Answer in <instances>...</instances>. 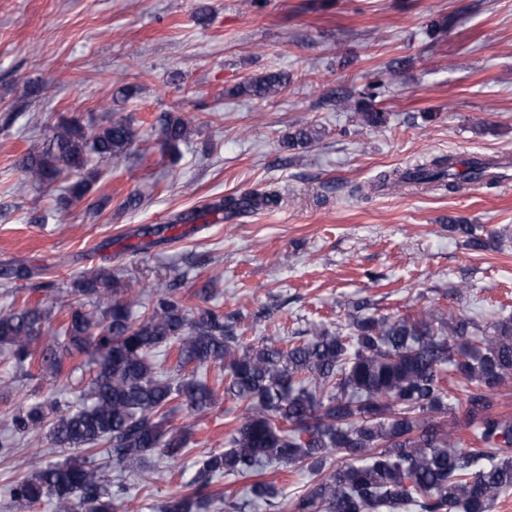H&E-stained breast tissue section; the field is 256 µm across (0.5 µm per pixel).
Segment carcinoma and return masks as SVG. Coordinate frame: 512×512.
<instances>
[{"mask_svg": "<svg viewBox=\"0 0 512 512\" xmlns=\"http://www.w3.org/2000/svg\"><path fill=\"white\" fill-rule=\"evenodd\" d=\"M288 77L270 71L238 85L234 93L266 100ZM357 101L360 123L383 127L389 115L367 98ZM194 117L159 119L160 148L174 162ZM37 148L19 161L16 191L42 188L64 173H86L70 183L75 199L90 190L92 157L118 158L137 134L119 117L89 132L76 119L51 127ZM320 131L303 126L288 135V148H304ZM439 156L412 170L382 174L371 189L422 184L460 191L492 185L500 165L475 157L459 169ZM280 192L227 196L177 215L170 224H193L211 214L232 218L260 206L276 207ZM448 231L474 250L487 240L471 224L450 220ZM147 284L123 283L102 268L78 275L69 289L67 318L52 327L53 307L23 303L0 313V364L27 377L54 382L71 377L77 356L86 357L88 391L65 409L52 398L20 407L10 426L18 434L47 432L59 448L78 450L62 461L34 463V472L0 490L20 508L44 499L57 512H119L127 496L126 473L134 462L156 459L155 474H172L186 451L189 428L172 426L173 403L191 415L210 410L219 389L198 376L209 365L224 368V395L243 410L222 450L195 461L198 489L173 495L158 512H209L215 479L251 477L243 497H224V512L272 504L275 485L263 470L299 466L309 484L287 512H492L512 490V416L495 411L512 381V317L483 326L474 316H447L434 308L416 315L350 316L342 328L313 323L285 339L254 342L239 334L243 316L226 315L201 294L191 309L170 289L157 290L137 313ZM464 395V409L451 390ZM474 428L477 447L457 436L459 422ZM116 471L108 478L107 469Z\"/></svg>", "mask_w": 512, "mask_h": 512, "instance_id": "1", "label": "carcinoma"}]
</instances>
